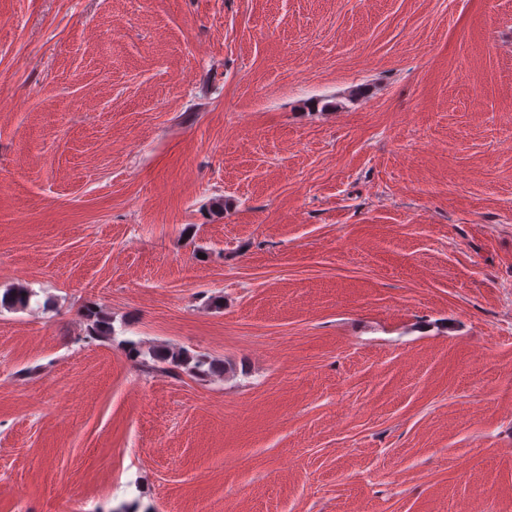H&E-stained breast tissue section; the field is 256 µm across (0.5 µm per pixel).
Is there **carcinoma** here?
I'll use <instances>...</instances> for the list:
<instances>
[{"label":"carcinoma","instance_id":"obj_1","mask_svg":"<svg viewBox=\"0 0 512 512\" xmlns=\"http://www.w3.org/2000/svg\"><path fill=\"white\" fill-rule=\"evenodd\" d=\"M34 293L27 288H10L0 293V309L23 310L30 305ZM87 337L112 340V319L91 304L84 308ZM129 356L145 367L158 368L173 376L186 373L194 376H213L224 372V364L202 354H191L183 349L149 346L128 340L125 342Z\"/></svg>","mask_w":512,"mask_h":512}]
</instances>
